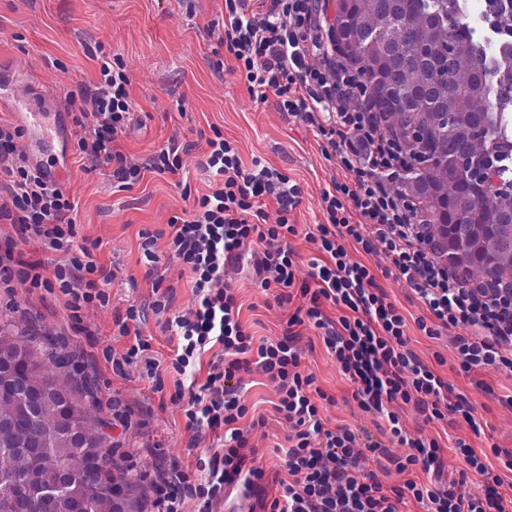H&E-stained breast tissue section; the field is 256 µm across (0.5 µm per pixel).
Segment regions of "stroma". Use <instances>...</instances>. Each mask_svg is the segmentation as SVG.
<instances>
[{
  "mask_svg": "<svg viewBox=\"0 0 512 512\" xmlns=\"http://www.w3.org/2000/svg\"><path fill=\"white\" fill-rule=\"evenodd\" d=\"M224 0H0V122L21 125L19 101L36 99L46 125L62 118L60 134L44 146L45 158L68 157L70 171L64 192L75 209V235L69 247L44 249L22 237L15 225L0 221V252L12 250L15 260L42 261L46 269L65 263L80 247L91 249L100 265L113 274L105 290L108 304L93 303L74 324L60 291L32 289L18 276L0 278V311L12 320L0 331V340L23 342L34 332L66 342L75 365L83 368L99 397L92 416L107 423L105 434L114 446L112 471L122 475L136 467L145 482H153L161 468L179 463L195 470L217 446L215 437L196 438L186 427L185 401L177 397L178 375L169 364L177 340L167 321L195 306L193 274L168 250L169 220L192 208L196 198L213 184L203 162L207 141L214 133L234 142L243 165L261 164L277 169L296 183L300 202L289 212L298 233L288 236L295 253L298 279L307 278L318 251L306 238L309 227L324 223L321 197L342 173L327 159L326 140L318 130L280 111L276 95L255 101L245 78L224 51ZM119 59L130 80L134 110L113 146L128 164H144L152 153L168 145L179 148L182 167L177 174L145 172L143 178L119 187L111 165L98 163L77 147L74 119L83 106L85 91L99 79L98 56ZM156 236L157 265H150L141 247L143 234ZM349 256L366 265L407 322V346L444 380L452 395L465 397L474 408L481 434H474L461 414L428 420L415 403H398L393 410L408 434L436 439L440 470L407 475L397 472L394 458L406 447L392 441L385 417L363 411L353 397L355 386L340 370L323 342L322 330L304 323L288 326L302 303L294 297L284 306L266 307L251 264L228 270L227 278L241 306V321L254 338L280 339L285 329L297 335L301 369L314 377L328 396L320 414L328 427L350 426L381 442L380 450L365 453L364 471L375 472L384 488L415 479L422 484L464 480L477 489L475 478H462L465 468L459 443L487 455L504 480L499 492L512 500V471L493 456L496 448L512 449V370L485 367L463 371L456 347L462 331L441 330L428 336L419 331L417 318L427 310L381 252H364L346 242ZM164 308H157V301ZM139 311L137 329L150 348L143 359L112 367L133 342L120 335L116 319L128 308ZM158 364V378L147 375V360ZM248 412L240 427L249 429L255 464L264 477L252 492L242 486L227 488L215 512H264L277 491L276 480L287 478L283 467L289 443L285 427H262L278 400L277 387L260 368L241 380ZM119 400L135 412L131 426H123L105 406Z\"/></svg>",
  "mask_w": 512,
  "mask_h": 512,
  "instance_id": "obj_1",
  "label": "stroma"
}]
</instances>
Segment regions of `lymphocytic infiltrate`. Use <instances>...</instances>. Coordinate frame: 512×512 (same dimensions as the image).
Instances as JSON below:
<instances>
[{"label": "lymphocytic infiltrate", "mask_w": 512, "mask_h": 512, "mask_svg": "<svg viewBox=\"0 0 512 512\" xmlns=\"http://www.w3.org/2000/svg\"><path fill=\"white\" fill-rule=\"evenodd\" d=\"M330 40L318 0H224V48L252 98L263 102L275 94L281 111L316 127L344 177L322 195L326 221L306 234L319 257L310 263L308 280L300 282L293 251L281 245L297 235L296 225L263 221L264 202L290 212L300 202L299 187L277 169H245L236 145L222 134L208 139L205 165L217 183L195 200L188 216L169 222V249L190 267L197 298L190 315L172 320L178 338L172 367L186 374L206 347L221 346L223 354L210 361L205 382L190 392L185 417L196 434H222L224 446L214 452L203 477L190 478L175 467L161 471L153 484L154 506L157 512H184L185 501L192 499L198 512H213L226 487H251L263 479V470L248 462V433L238 425L247 412L240 382L257 366L277 384L275 420L288 430L284 467L289 477L280 481L269 512H400L409 496L426 512H505L497 491L502 478L467 446L462 449L466 470L479 480L480 491L466 494L458 482L428 487L410 479L384 492L374 473L359 468L363 453L378 450V443L362 449L350 427H326L320 415L326 395L300 369L293 328L306 322L322 329L326 348L355 385L359 407L385 416L392 436L407 447V454L394 461L398 472H430L440 446L404 431L392 404L415 402L432 421L444 419L443 408L449 405L473 432L481 430L470 402L461 396L449 399L447 383L408 348L404 316L369 268L351 259L345 248L349 241L367 252L382 247L430 313L416 321L425 335L466 328L457 340L463 371L512 369V288L479 286L436 255L416 204L385 182L386 176L407 169V156L383 134L384 122L362 91V73L337 57ZM128 86L121 67L100 59L99 80L87 95L77 142L83 153L111 165L113 178L124 186L141 178L140 168L113 148L133 110ZM22 136L20 128L0 124V161L10 178L0 220L19 225L45 247L62 249L74 234L73 205L62 188L21 162ZM247 255L260 288L273 291L276 304L297 295L304 300L279 340L254 341L224 279L225 266ZM18 275L33 288H59L76 321L87 305L105 302L103 287L111 278L85 247L53 272L32 261L21 263ZM327 303L340 309L338 321L324 314Z\"/></svg>", "instance_id": "1"}]
</instances>
